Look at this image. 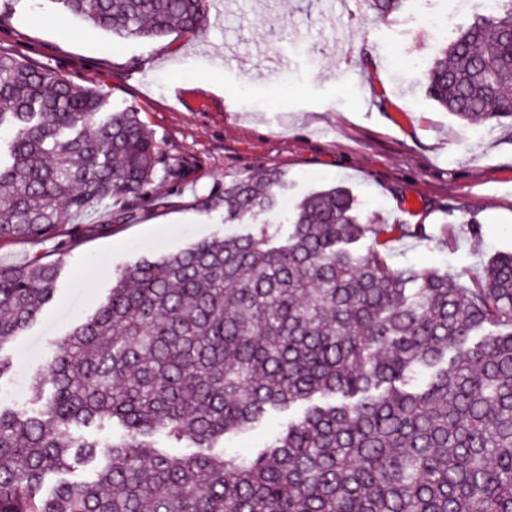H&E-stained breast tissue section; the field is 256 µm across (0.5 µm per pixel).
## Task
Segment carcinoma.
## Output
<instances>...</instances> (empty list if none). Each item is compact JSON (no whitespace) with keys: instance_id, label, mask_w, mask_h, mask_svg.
I'll return each mask as SVG.
<instances>
[{"instance_id":"obj_1","label":"carcinoma","mask_w":512,"mask_h":512,"mask_svg":"<svg viewBox=\"0 0 512 512\" xmlns=\"http://www.w3.org/2000/svg\"><path fill=\"white\" fill-rule=\"evenodd\" d=\"M126 38L204 30L210 0H56ZM428 95L467 123L512 119V0L444 47ZM0 244L54 239L62 209L148 198L160 150L138 112L0 52ZM277 173L224 185V214L278 204ZM349 191L292 218L124 268L36 372L40 413L0 406V512H512V250L465 286L396 271ZM373 241L359 243L367 234ZM60 268L0 267V344ZM255 449H210L272 418ZM110 424L112 444L70 432ZM163 435L198 452L174 455ZM104 456L83 481L49 474Z\"/></svg>"}]
</instances>
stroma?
Listing matches in <instances>:
<instances>
[{
    "label": "stroma",
    "instance_id": "stroma-1",
    "mask_svg": "<svg viewBox=\"0 0 512 512\" xmlns=\"http://www.w3.org/2000/svg\"><path fill=\"white\" fill-rule=\"evenodd\" d=\"M223 19L197 36L129 40L90 28L53 0H0V51L21 54L135 108L166 161L151 199H112L69 234L0 245V267L61 265L53 303L0 346L13 371L0 405L29 407L31 377L55 343L145 256L247 232L224 220V186L275 171L281 224L306 196L341 184L373 224L422 227L390 243L395 268H436L468 284L512 249V120L468 124L426 92L447 38L482 15L480 0H403L378 17L370 0H212ZM448 21L438 34L423 15ZM228 66L216 57L225 47ZM125 211L124 224L112 221ZM473 217L465 224L463 215Z\"/></svg>",
    "mask_w": 512,
    "mask_h": 512
}]
</instances>
